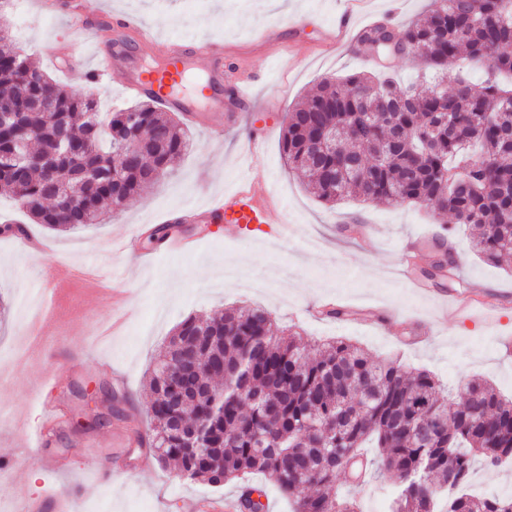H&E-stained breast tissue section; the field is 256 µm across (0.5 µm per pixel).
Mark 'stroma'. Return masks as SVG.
I'll list each match as a JSON object with an SVG mask.
<instances>
[{"label":"stroma","mask_w":512,"mask_h":512,"mask_svg":"<svg viewBox=\"0 0 512 512\" xmlns=\"http://www.w3.org/2000/svg\"><path fill=\"white\" fill-rule=\"evenodd\" d=\"M92 16L124 14L153 33L194 36L224 46L227 81L245 80L251 106L222 135L193 124V146L172 165L159 186L130 201L119 223L57 232L29 224L44 244L34 257L0 234V407L12 415L0 426V462L9 474V495L0 512H16L12 492L26 488L28 472L39 485L69 492L90 465L110 473L98 491L75 497L70 512H192L196 500L237 497L234 484L213 488L181 479L174 466L160 464L135 438L150 425L148 370L174 328L187 316L234 305H260L279 327H296L307 345L342 337L364 346L374 360L394 359L432 372L451 392L473 378L491 382L512 397V358L496 348L500 335L512 336V264L480 260L471 250V231L453 226L458 272L473 297L492 293L501 321H444L434 304L437 287L413 288L405 275L401 247L408 237L451 224L437 211L412 203L374 204L348 199L328 206L310 194L284 166L280 129L286 114L322 77L366 69L352 48H337L330 35L343 14L354 29L392 17L402 24L419 17L428 0H80ZM0 28L16 34L41 70L57 81L80 86L84 71H64L44 49L55 38L78 39L66 12L47 14L36 0L0 9ZM267 139L258 155L248 141L255 129ZM267 184L276 207L286 209L288 239L266 225L265 235L229 240L220 224L183 225L193 239L187 253L158 254L153 265L142 253L157 251L150 235L135 236L142 224L190 204L202 205L243 182ZM373 225L380 246L365 250L350 225ZM130 238L113 252L112 241ZM100 261L115 277L108 291L79 284L56 306L54 319L24 315L22 298L35 294L48 264L89 269ZM349 307L350 319L323 316L325 304ZM53 378L62 416L46 446L35 447L32 432L39 409L37 385ZM104 384L127 396L111 425H91L86 394Z\"/></svg>","instance_id":"obj_1"}]
</instances>
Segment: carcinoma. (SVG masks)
<instances>
[{
	"label": "carcinoma",
	"mask_w": 512,
	"mask_h": 512,
	"mask_svg": "<svg viewBox=\"0 0 512 512\" xmlns=\"http://www.w3.org/2000/svg\"><path fill=\"white\" fill-rule=\"evenodd\" d=\"M358 45L390 62L415 50L416 80L401 85L389 71L322 79L281 130L288 169L332 207L347 197L419 203L472 226L485 261L512 255V81L503 79L512 75V0H430L402 28L363 29ZM464 64L485 71L481 91ZM189 146L180 119L152 100L102 112L90 91L58 84L0 29V187L33 223L103 224ZM456 266L446 250L422 275L458 291ZM169 357L184 362L181 375H167ZM149 387L152 424L138 446L189 481L240 482L241 512L265 509L254 474L293 512H358L336 480L370 470L393 479L389 512H512V497L470 493L476 458L489 469L512 461V398L485 381L457 403L428 371L377 362L343 338L310 358L265 309L226 308L176 326ZM429 420L437 430L421 442L417 427ZM367 442L378 448L370 462Z\"/></svg>",
	"instance_id": "cac0c4a2"
}]
</instances>
